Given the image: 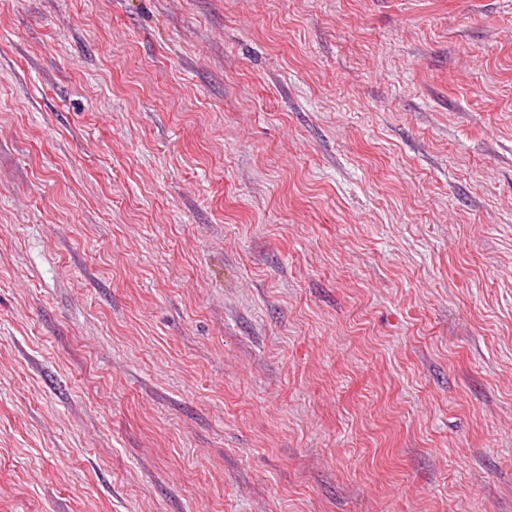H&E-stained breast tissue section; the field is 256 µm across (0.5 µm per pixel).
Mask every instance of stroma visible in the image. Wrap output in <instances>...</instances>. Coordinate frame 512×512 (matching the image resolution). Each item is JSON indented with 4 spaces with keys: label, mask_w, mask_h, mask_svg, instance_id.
I'll return each instance as SVG.
<instances>
[{
    "label": "stroma",
    "mask_w": 512,
    "mask_h": 512,
    "mask_svg": "<svg viewBox=\"0 0 512 512\" xmlns=\"http://www.w3.org/2000/svg\"><path fill=\"white\" fill-rule=\"evenodd\" d=\"M0 512H512V0H0Z\"/></svg>",
    "instance_id": "obj_1"
}]
</instances>
